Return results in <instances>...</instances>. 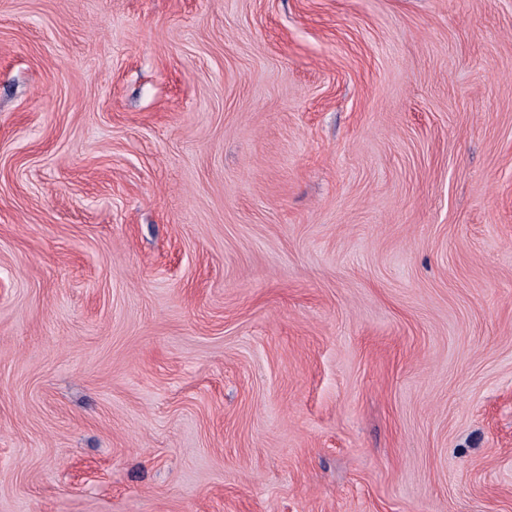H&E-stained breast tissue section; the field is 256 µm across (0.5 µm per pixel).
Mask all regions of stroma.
Segmentation results:
<instances>
[{"label":"stroma","instance_id":"35a3bbf8","mask_svg":"<svg viewBox=\"0 0 512 512\" xmlns=\"http://www.w3.org/2000/svg\"><path fill=\"white\" fill-rule=\"evenodd\" d=\"M0 512H512V0H0Z\"/></svg>","mask_w":512,"mask_h":512}]
</instances>
